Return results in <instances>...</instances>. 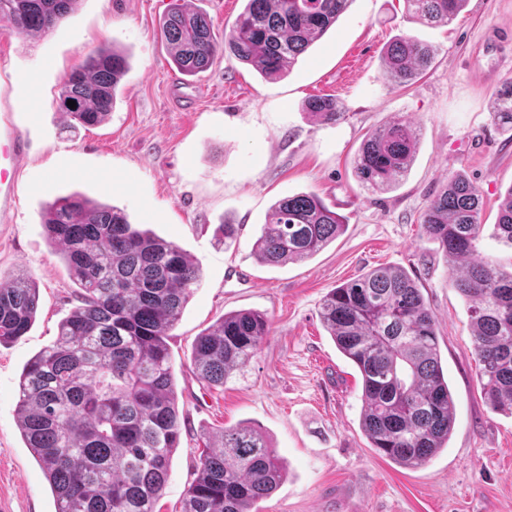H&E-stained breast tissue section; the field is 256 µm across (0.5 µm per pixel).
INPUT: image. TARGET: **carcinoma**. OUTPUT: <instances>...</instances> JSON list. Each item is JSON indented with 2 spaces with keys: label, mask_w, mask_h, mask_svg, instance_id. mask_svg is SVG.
Here are the masks:
<instances>
[{
  "label": "carcinoma",
  "mask_w": 512,
  "mask_h": 512,
  "mask_svg": "<svg viewBox=\"0 0 512 512\" xmlns=\"http://www.w3.org/2000/svg\"><path fill=\"white\" fill-rule=\"evenodd\" d=\"M79 0H0L4 29L46 33ZM351 0H247L224 40L208 17L180 5L162 21L169 54L183 75L207 70L228 52L268 79L284 76L336 23ZM467 0H405L425 26L446 24ZM432 46L407 36L385 49L386 78L408 84L429 66ZM127 56L100 48L65 75L61 107L83 126L112 112L127 74ZM76 102V107L67 101ZM306 110L336 122V102L315 96ZM494 119L512 131V78L494 101ZM418 147L402 120L369 131L353 169L374 191L386 190L411 167ZM481 195L453 177L422 216L426 236L457 269L453 287L469 303L482 392L495 411L512 414V272L477 252ZM79 288L77 305L52 344L26 364L19 382V429L55 496L56 512H155L180 444L181 421L169 331L199 282L196 263L175 243L133 227L125 213L79 195L61 197L43 215ZM499 237L512 244V189L500 204ZM345 228V218L314 194L287 196L269 210L257 240L269 265L311 257ZM39 292L32 277L0 283V344L28 332ZM319 317L362 380V429L371 447L409 468L446 447L454 406L439 352L436 322L419 288L395 268H378L331 289ZM270 333L265 316L232 311L193 344L192 371L224 386L243 371ZM287 468L258 427L205 437L182 512H253L284 481Z\"/></svg>",
  "instance_id": "carcinoma-1"
}]
</instances>
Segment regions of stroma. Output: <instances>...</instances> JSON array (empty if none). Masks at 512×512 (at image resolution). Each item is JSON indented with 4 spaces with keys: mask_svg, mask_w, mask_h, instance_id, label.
I'll return each mask as SVG.
<instances>
[{
    "mask_svg": "<svg viewBox=\"0 0 512 512\" xmlns=\"http://www.w3.org/2000/svg\"><path fill=\"white\" fill-rule=\"evenodd\" d=\"M173 0H80L45 34L0 32V136L24 156L14 189L0 196V279L32 276L39 309L31 329L0 346V512H55L48 482L18 427L26 363L57 335L77 304L76 284L42 224L47 206L80 194L124 211L135 227L172 241L200 280L169 341L181 416L180 444L157 512H181L203 432L260 427L288 471L255 512H512V416L485 402L469 304L421 217L449 178L481 191L478 250L512 270V246L496 234L512 187V135L493 121V96L512 78V0H467L446 25L411 19L404 0H352L323 39L282 78L221 55L198 75L170 60L160 21ZM397 35L430 44L435 60L414 83L386 79L383 51ZM114 45L129 58L116 105L83 128L59 107L65 73ZM33 73V98L16 90ZM335 98L341 120L306 112ZM413 122L419 145L396 188L371 191L353 173L370 129ZM316 194L346 219L313 257L266 265L254 255L271 205ZM238 228L219 243L220 225ZM399 267L436 319L454 402L447 448L419 468L381 456L363 433L362 382L318 311L333 288L377 267ZM238 310L264 314L270 334L243 374L215 389L191 370L196 337Z\"/></svg>",
    "mask_w": 512,
    "mask_h": 512,
    "instance_id": "obj_1",
    "label": "stroma"
}]
</instances>
